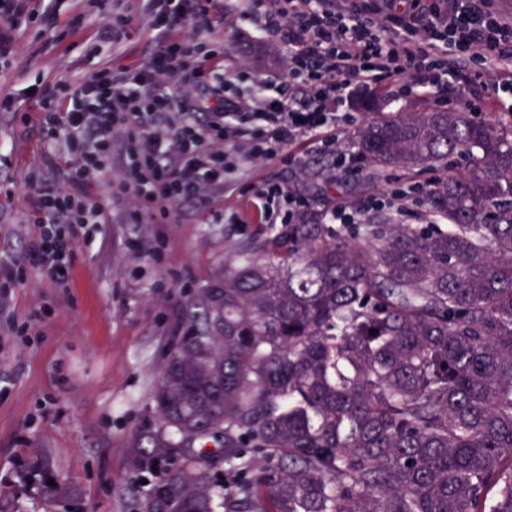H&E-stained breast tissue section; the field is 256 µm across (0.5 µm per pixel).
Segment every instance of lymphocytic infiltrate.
Masks as SVG:
<instances>
[{
	"label": "lymphocytic infiltrate",
	"mask_w": 512,
	"mask_h": 512,
	"mask_svg": "<svg viewBox=\"0 0 512 512\" xmlns=\"http://www.w3.org/2000/svg\"><path fill=\"white\" fill-rule=\"evenodd\" d=\"M85 2L101 18L99 42L130 39L129 6ZM140 8L155 47L139 63L107 61L80 84L32 88L50 177L30 197L24 262L62 288L75 247L103 231L99 181L131 223L170 224L181 203L213 205L244 163L291 165L299 141L351 168L336 130L361 90L387 85L393 100L419 93L450 111L453 87L467 92L468 111L512 113V15L489 0H247L241 17L253 39L282 43L287 71L274 93L248 95L217 83L205 39L224 0H141ZM26 18L52 26L56 0H0V69ZM250 190L266 224L294 223L313 205L274 179Z\"/></svg>",
	"instance_id": "f902f5d3"
}]
</instances>
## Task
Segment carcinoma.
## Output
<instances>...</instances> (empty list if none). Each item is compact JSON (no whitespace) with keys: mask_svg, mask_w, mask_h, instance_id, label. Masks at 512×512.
I'll list each match as a JSON object with an SVG mask.
<instances>
[{"mask_svg":"<svg viewBox=\"0 0 512 512\" xmlns=\"http://www.w3.org/2000/svg\"><path fill=\"white\" fill-rule=\"evenodd\" d=\"M356 138L376 170L452 164L445 223L241 245L125 438L139 512H512V114L369 108ZM51 469L21 480L74 498Z\"/></svg>","mask_w":512,"mask_h":512,"instance_id":"carcinoma-1","label":"carcinoma"}]
</instances>
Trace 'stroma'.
Segmentation results:
<instances>
[{
    "instance_id": "stroma-1",
    "label": "stroma",
    "mask_w": 512,
    "mask_h": 512,
    "mask_svg": "<svg viewBox=\"0 0 512 512\" xmlns=\"http://www.w3.org/2000/svg\"><path fill=\"white\" fill-rule=\"evenodd\" d=\"M83 0H58V24L14 30L15 53L0 70V96L21 97L41 83L79 81L109 60L111 47L90 54L100 20L88 17L82 30L71 20ZM249 23L228 10L214 18L208 37L221 49L217 67L233 78L240 63L251 64L262 83H282L284 47L251 41ZM376 100L383 112L426 108L414 96L392 103L388 90L356 93L348 104L353 122L339 138L357 151L358 106ZM299 158L287 168L269 162L245 165L241 187L228 190V212H247L246 184L281 179L315 201L317 213L352 204L391 189L445 177L441 168H388L372 172L338 169L332 155L293 146ZM34 124L20 114L0 112V261L24 250L31 233L30 182L46 168ZM106 239L78 246L71 287L59 288L31 267L18 266L14 279L0 281V512H64L42 500L35 485L17 479L20 463L49 455L60 478L76 485L71 512H136L143 485L132 477L123 448L127 434L147 415L173 336L185 325L183 292L206 287L237 248L273 236L268 224H217L210 210L182 206L173 224H130L116 207L107 209Z\"/></svg>"
}]
</instances>
